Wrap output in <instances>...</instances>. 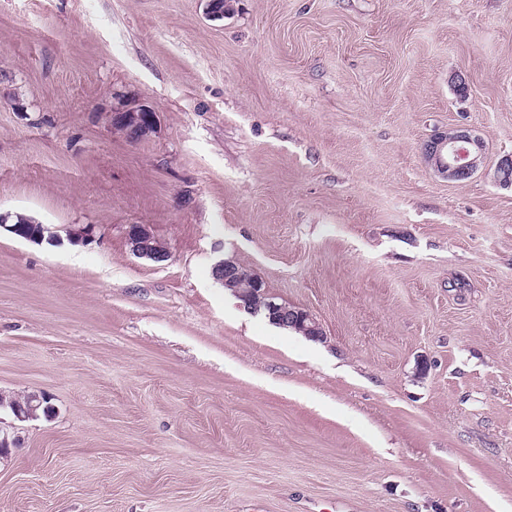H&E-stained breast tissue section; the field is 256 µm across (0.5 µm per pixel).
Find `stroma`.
<instances>
[{
	"mask_svg": "<svg viewBox=\"0 0 512 512\" xmlns=\"http://www.w3.org/2000/svg\"><path fill=\"white\" fill-rule=\"evenodd\" d=\"M206 6L0 0V213L94 228L0 231V393L54 408L0 409V512H512V0ZM454 125L461 183L422 155ZM109 121L122 127L131 139H139L153 129L155 114L143 105L135 104L122 112L111 113ZM425 161L443 179L464 182L485 166V143L469 127H452L433 134L424 143ZM10 217V214H0V231L3 228L20 239L37 244L45 242L50 246H57V243L59 242V239L55 234L57 232L54 233L50 231L49 227L46 225L40 224L32 217L22 213L13 214L11 219L12 224H8ZM13 226L15 227V232H13ZM128 243L131 251L141 258L161 261L169 257L163 253L162 247L155 242V235L151 228L144 224H132L127 231ZM213 275L224 288L229 289L234 296L242 300L244 308L252 313L267 311L266 317L278 326L291 327L311 338L322 336L319 324L310 313L296 307L277 305L262 288L261 282L247 271L241 270L235 262L224 260L216 264ZM242 284L249 285V288H240ZM34 395L35 393H29L18 398L1 395L0 407H8L13 416L15 415L16 409H19L27 419L37 417L40 412H42L44 415H48V413L51 412V407L47 406L49 402L45 401L40 403L38 400L33 398ZM23 407L28 409V415Z\"/></svg>",
	"mask_w": 512,
	"mask_h": 512,
	"instance_id": "obj_1",
	"label": "stroma"
}]
</instances>
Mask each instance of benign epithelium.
<instances>
[{"label": "benign epithelium", "instance_id": "1", "mask_svg": "<svg viewBox=\"0 0 512 512\" xmlns=\"http://www.w3.org/2000/svg\"><path fill=\"white\" fill-rule=\"evenodd\" d=\"M113 125L122 127L127 136L138 139L149 133L155 123V113L135 104L122 112L109 115ZM425 161L442 178L450 182H464L485 166V143L475 130L469 127H452L433 134L424 143ZM494 180L503 187H512V156L502 157L493 172ZM127 235L131 251L153 261L168 258L162 247L155 242L151 228L144 224H132ZM214 278L252 313L266 312L272 323L290 327L311 338L322 336V330L313 316L300 308H289L273 301L261 282L231 260H224L213 268Z\"/></svg>", "mask_w": 512, "mask_h": 512}]
</instances>
